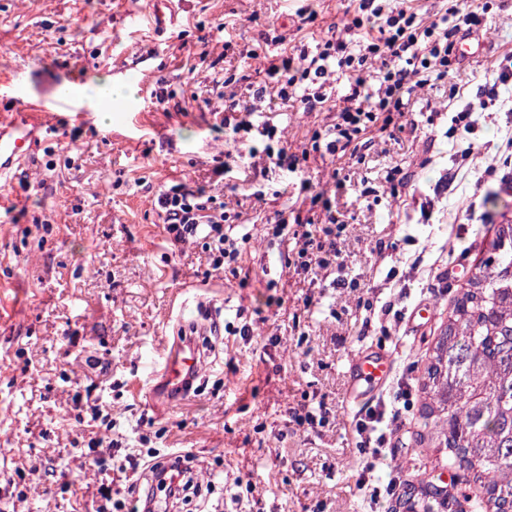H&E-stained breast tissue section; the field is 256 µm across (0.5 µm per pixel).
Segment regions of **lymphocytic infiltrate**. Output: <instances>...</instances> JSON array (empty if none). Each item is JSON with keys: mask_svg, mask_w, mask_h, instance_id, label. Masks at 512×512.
I'll return each mask as SVG.
<instances>
[{"mask_svg": "<svg viewBox=\"0 0 512 512\" xmlns=\"http://www.w3.org/2000/svg\"><path fill=\"white\" fill-rule=\"evenodd\" d=\"M483 15L482 6H463L459 0H452L432 19L420 15L407 0L398 6L385 0H361L358 14L346 20L341 33L322 37L314 51L296 55L284 52L267 59L265 82L247 85L242 98L231 99L224 108L223 122L233 132L246 135L249 158L257 157L265 166L296 173L302 157L274 145L276 126L267 121L254 122L253 116L279 104L292 103L313 112L331 102L336 116L324 130L314 131L313 151L342 153L363 161L366 151L375 144L374 128L389 126L394 115L404 114L419 90L442 83L447 85L449 97L458 95L457 85L448 80L450 71L461 62L457 45L481 25ZM338 72L345 76L346 87L336 97L330 87L332 76ZM259 141L264 142V149H256ZM310 201L321 204L323 212L307 230H293L285 211L280 210L267 225L266 233L271 240L287 246L285 261L296 274L314 284L329 280L334 286L344 287V280L336 276L344 262L339 246L344 221L330 203L320 202L315 195ZM156 204L171 246L203 238L208 260L216 270L241 260L243 249L238 239L224 229L229 216L213 197L177 183L159 194ZM88 409V417L79 421L89 437L81 465L93 469L99 477L92 495L95 512H150L151 498L176 501L190 490L201 505H208L209 490L196 484L188 470L166 472L157 450L129 453L113 460L112 450L118 441L111 436L112 411L99 398L93 399ZM410 410L407 389L389 387L376 403L360 408L350 423L362 456L358 483L374 507H382L400 484L392 425ZM380 468L388 470L389 479L385 484L372 485L370 476ZM122 485L137 494L135 507H127L125 500L118 498Z\"/></svg>", "mask_w": 512, "mask_h": 512, "instance_id": "lymphocytic-infiltrate-1", "label": "lymphocytic infiltrate"}]
</instances>
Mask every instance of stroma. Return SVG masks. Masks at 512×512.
Returning <instances> with one entry per match:
<instances>
[{
  "label": "stroma",
  "mask_w": 512,
  "mask_h": 512,
  "mask_svg": "<svg viewBox=\"0 0 512 512\" xmlns=\"http://www.w3.org/2000/svg\"><path fill=\"white\" fill-rule=\"evenodd\" d=\"M488 6L485 29L470 35L468 56L449 75L462 97L449 98L440 84L419 91L400 127L380 135L364 162L350 163L353 181L367 179L368 195L337 189L332 160L309 168L318 190L335 194L345 213L341 247L345 275L358 284L353 291L309 284L261 234L299 192L296 174L252 170L238 186L214 185L212 169L234 134L210 89L216 77L258 80L261 56L314 46L359 0H0V73L24 77L13 100L0 99V114L105 74H132L138 85L109 122L59 113L29 163L0 181L12 198L0 207V470L14 480L12 491L0 489V512H92L91 495L75 498L47 473L87 447L68 416L75 393L86 391L111 406L128 447L192 450L199 480L214 481L212 503L252 481V512H371L348 432L356 408L346 398V365L364 347L386 348L395 377L419 397L425 352L453 289L494 225L512 220V188L475 186L501 154L503 110L474 133L452 130L457 112L482 101L497 58L512 51V0ZM303 8L315 20H301ZM281 34L282 46L273 41ZM246 48L257 58L243 57ZM161 88L174 92V102L157 104ZM332 118L293 107L272 115L297 153ZM395 167L414 173L418 188L404 209L385 182ZM448 172L450 189L435 193ZM178 180L250 226L237 268L212 269L201 244L167 243L152 201ZM257 189L263 199L254 197ZM475 197L488 217L482 224L465 216ZM379 242L385 253H377ZM444 259L453 260L454 275L442 291L434 264ZM310 295L319 302L308 308ZM376 296L399 298L404 313L386 337L376 328L360 332L357 300ZM204 303L218 309L220 325L246 321L253 335H224L193 393L158 399L150 384L160 355ZM420 304L431 306L430 321L411 320ZM92 359L110 363L108 374L94 372ZM321 401L336 414L321 432L288 423L290 407Z\"/></svg>",
  "instance_id": "35a3bbf8"
}]
</instances>
